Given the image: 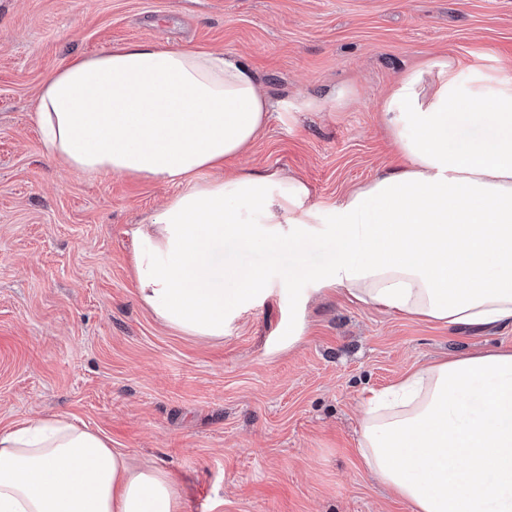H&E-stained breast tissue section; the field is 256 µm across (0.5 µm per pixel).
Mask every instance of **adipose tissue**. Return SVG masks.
Wrapping results in <instances>:
<instances>
[{
  "label": "adipose tissue",
  "mask_w": 512,
  "mask_h": 512,
  "mask_svg": "<svg viewBox=\"0 0 512 512\" xmlns=\"http://www.w3.org/2000/svg\"><path fill=\"white\" fill-rule=\"evenodd\" d=\"M381 111L404 164L336 203L294 176L208 178L268 123L272 103L239 56L158 43L76 57L44 83V152L85 175L178 185L133 231L141 300L165 325L220 338L272 286L224 248L300 249L313 291L450 326L512 324V75L448 57L403 74ZM362 466L414 512H512V349L444 359L360 400ZM0 512H182L156 466L133 468L104 433L50 414L0 431Z\"/></svg>",
  "instance_id": "1"
}]
</instances>
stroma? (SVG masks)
Listing matches in <instances>:
<instances>
[{"mask_svg":"<svg viewBox=\"0 0 512 512\" xmlns=\"http://www.w3.org/2000/svg\"><path fill=\"white\" fill-rule=\"evenodd\" d=\"M127 42L249 62L275 108L221 176H296L327 206L398 163L380 109L404 73L436 56L512 73V0H0V430L43 414L100 430L165 470L183 512H413L361 464L362 393L512 349V325L417 321L289 283L334 258L328 236L225 249L277 284L223 337L158 320L138 296L132 230L177 185L72 173L32 121L71 58Z\"/></svg>","mask_w":512,"mask_h":512,"instance_id":"obj_1","label":"stroma"}]
</instances>
